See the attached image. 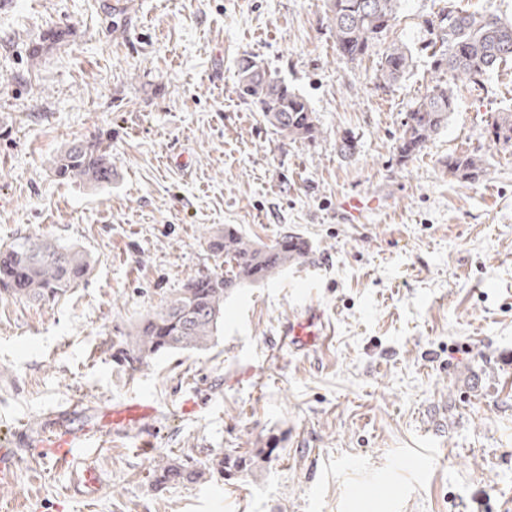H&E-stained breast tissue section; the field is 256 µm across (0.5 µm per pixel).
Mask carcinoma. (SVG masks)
Listing matches in <instances>:
<instances>
[{
    "mask_svg": "<svg viewBox=\"0 0 512 512\" xmlns=\"http://www.w3.org/2000/svg\"><path fill=\"white\" fill-rule=\"evenodd\" d=\"M362 0H326L327 17L336 52L351 61L368 55L373 43L397 21L400 0H370L372 8L361 10ZM426 36L409 46L389 43L374 79L378 87L397 84L417 56L430 60L433 84L416 102L402 124L397 151L406 160L448 126L456 98L448 81L460 78L477 84L502 66L512 64V22L493 14L470 12L448 0V7L425 21ZM64 32L51 31L30 48L29 57L39 60L50 46L62 41ZM239 96L250 101L263 119L282 137L312 140L318 133L317 119L308 100L272 75L264 62L244 55L235 63ZM496 146L512 147V111L499 112L488 123ZM442 166L457 180L475 184L486 176L483 155L464 150L448 155ZM57 177L90 186L112 183L108 147L100 141H73L54 162ZM207 249L224 259V270L191 279L163 306L143 318L133 333L112 346V357L124 366L141 367L169 352H192L206 348L224 325V299L248 284L264 281L303 252L290 248V236L273 245H262L235 227L227 226L209 236ZM87 253L74 246L47 239L22 237L0 249V298L27 303L54 302L78 286L90 272ZM274 449L254 448L240 454H215L206 460L183 463L174 459L154 466L155 487L171 483L198 484L214 477L249 474L260 459Z\"/></svg>",
    "mask_w": 512,
    "mask_h": 512,
    "instance_id": "obj_1",
    "label": "carcinoma"
}]
</instances>
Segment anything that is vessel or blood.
Segmentation results:
<instances>
[{
    "label": "vessel or blood",
    "mask_w": 512,
    "mask_h": 512,
    "mask_svg": "<svg viewBox=\"0 0 512 512\" xmlns=\"http://www.w3.org/2000/svg\"><path fill=\"white\" fill-rule=\"evenodd\" d=\"M376 199L366 196L346 195L339 199L337 211L348 224L360 223L364 214L376 206ZM332 336L324 316L316 307H309L303 319L284 326L280 331L283 346L303 350L312 344H327ZM82 405L81 400H73L68 409L50 418L45 437L53 450L56 469L70 468L73 451L91 444L106 445L113 436L126 434L142 428L146 421L159 414L157 406L144 399H134L117 405L101 408L89 423L82 427L74 426L73 414ZM75 482L84 496L99 493L104 484L102 472L94 464H84L75 473Z\"/></svg>",
    "instance_id": "1"
}]
</instances>
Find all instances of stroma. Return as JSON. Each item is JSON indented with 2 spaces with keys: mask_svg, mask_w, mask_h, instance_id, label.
Masks as SVG:
<instances>
[{
  "mask_svg": "<svg viewBox=\"0 0 512 512\" xmlns=\"http://www.w3.org/2000/svg\"><path fill=\"white\" fill-rule=\"evenodd\" d=\"M443 3L401 0L395 26L352 62L324 0H0V246L47 235L92 260L58 301L0 300V442L17 455L0 512H500L512 491V148L486 123L512 109V65L455 82L447 128L403 164L395 140L430 64L417 57L386 90L373 77L389 42H417ZM51 30L66 40L31 63ZM244 54L308 99L315 141L280 137L239 97ZM95 138L111 184L58 179L65 145ZM466 149L487 160L479 183L441 165ZM351 192L383 205L343 223L336 202ZM227 224L309 251L234 291L211 349L113 364V341L141 315L223 268L205 238ZM310 305L332 343L279 347ZM133 397L160 414L78 450L76 465L106 479L86 500L40 443L46 414ZM251 448L272 451L252 474L151 483L163 459Z\"/></svg>",
  "mask_w": 512,
  "mask_h": 512,
  "instance_id": "35a3bbf8",
  "label": "stroma"
}]
</instances>
